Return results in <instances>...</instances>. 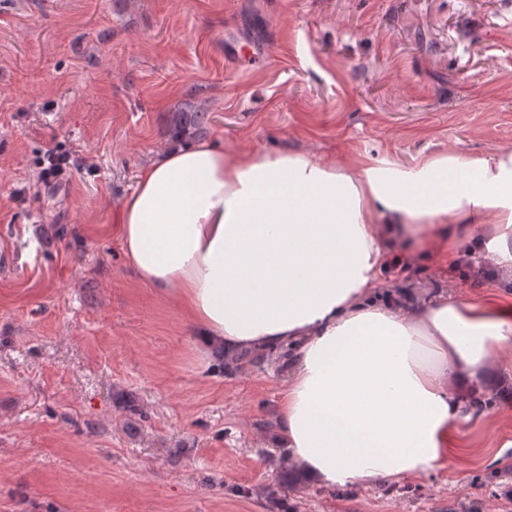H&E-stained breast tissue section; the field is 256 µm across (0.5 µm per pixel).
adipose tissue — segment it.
<instances>
[{
	"label": "adipose tissue",
	"instance_id": "1",
	"mask_svg": "<svg viewBox=\"0 0 512 512\" xmlns=\"http://www.w3.org/2000/svg\"><path fill=\"white\" fill-rule=\"evenodd\" d=\"M512 269V148L404 167L339 164L285 150L225 153L175 140L141 173L119 215L124 256L178 303L202 366L290 350L277 414L287 462L323 484L412 478L447 466L463 397L491 367L512 372V304L377 303L394 245L420 234L450 264L454 230Z\"/></svg>",
	"mask_w": 512,
	"mask_h": 512
}]
</instances>
